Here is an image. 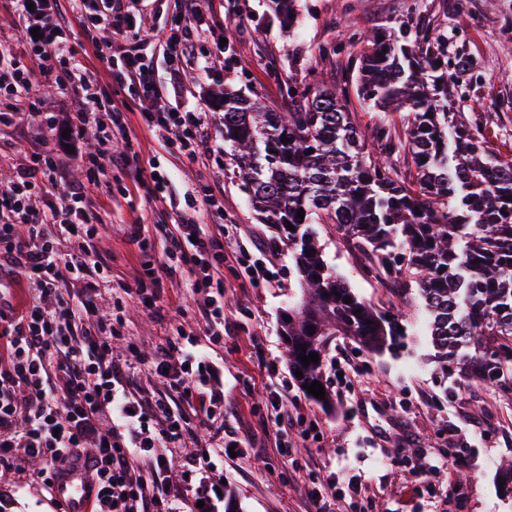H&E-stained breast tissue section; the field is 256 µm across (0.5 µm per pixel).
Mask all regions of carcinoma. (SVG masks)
I'll return each mask as SVG.
<instances>
[{
    "label": "carcinoma",
    "mask_w": 512,
    "mask_h": 512,
    "mask_svg": "<svg viewBox=\"0 0 512 512\" xmlns=\"http://www.w3.org/2000/svg\"><path fill=\"white\" fill-rule=\"evenodd\" d=\"M470 64L448 57L441 37L365 41L356 93L399 114L400 147L415 165L408 184L374 157L346 88L290 83L286 112L224 91V142L252 205L296 250L303 293L282 330L299 385L322 381V363L298 356L323 355L329 336L377 350L400 335V314L366 305L324 261L309 228L336 224L370 252L378 276L418 289L440 370L512 386V158L489 153L479 123L448 111L453 72Z\"/></svg>",
    "instance_id": "obj_1"
}]
</instances>
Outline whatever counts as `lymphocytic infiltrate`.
Returning a JSON list of instances; mask_svg holds the SVG:
<instances>
[{"label": "lymphocytic infiltrate", "instance_id": "f902f5d3", "mask_svg": "<svg viewBox=\"0 0 512 512\" xmlns=\"http://www.w3.org/2000/svg\"><path fill=\"white\" fill-rule=\"evenodd\" d=\"M9 3L25 29L40 31L39 38L26 40L39 70L28 69L11 54L0 55V92L8 96L11 109L21 114L30 107L40 77L61 93L80 95L87 105L70 113L65 124H51L54 137L67 129L77 135L93 128L99 138L97 149L86 156L87 182L71 191L64 208L36 204L53 170L47 156H39L27 171L0 186V281L20 268L38 288L24 315H16L11 305L0 306V470L51 491L63 470L81 473L92 512H181L169 492L174 476L170 458L185 447L191 416L214 418L219 393L208 357L197 349L192 333L180 327L167 338L155 363L156 377L194 402L193 415L135 386L128 361L113 353L111 320H98L93 329L87 325L95 312L94 288L59 286L62 271L83 278L86 255L63 257L43 231L50 225L63 238L97 233L89 222L88 194L94 190L111 195L107 166L129 163L112 154L113 137L126 136L129 130L126 111L110 97L113 87L137 90L142 126L160 135L170 152L205 166L215 153L201 144L199 113H176L161 104L156 68L142 46L104 53L105 32L125 37L133 31L120 0H70L81 18L77 31L61 16L59 0ZM79 36L106 63L107 81L91 76L71 56L70 44ZM229 236L224 199L209 189L190 214L171 226L164 247L167 271L180 267L193 277L194 302L216 342L224 335V302L210 289L224 283V240ZM268 404L276 426L275 446L282 457H289L296 440H309L310 433L301 428L285 393L271 391ZM247 445L246 439L233 437L189 456L188 469L198 478L191 491L200 502L192 512H210L212 494L224 478L217 461L226 447Z\"/></svg>", "mask_w": 512, "mask_h": 512}]
</instances>
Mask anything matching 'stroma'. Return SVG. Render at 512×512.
I'll use <instances>...</instances> for the list:
<instances>
[{"label":"stroma","mask_w":512,"mask_h":512,"mask_svg":"<svg viewBox=\"0 0 512 512\" xmlns=\"http://www.w3.org/2000/svg\"><path fill=\"white\" fill-rule=\"evenodd\" d=\"M124 7L155 41L163 26L184 12L181 0H125ZM294 9V22L287 25L275 16L272 0H209L203 23L230 29L223 68L196 78L197 62L216 51L207 39L195 43L181 76L160 68L163 99L180 111L201 113L204 140L216 163L204 167L167 152L138 125L137 91L113 88L112 101L127 111L130 138L139 143L138 165L158 167L169 178V189L164 199L149 200L136 191L126 170L113 168L111 196H90L89 216L98 235L64 239L57 247L64 255L95 251L97 262L84 279L98 290L99 314L109 315L118 301L126 303L117 351L127 353L144 387L181 410L186 402L158 381L153 364L168 334L203 319L193 305L188 273H161L159 311L143 310L131 295L140 264L138 248L129 242L133 221H140L157 245L154 263H162V225L177 222L191 199L212 187L224 195L225 223L238 225L257 248H270L278 270L274 281L244 283L239 263H225L224 339L198 338L224 383V403L200 433L225 426L250 441L237 456H225L226 483L213 498V512H224L228 498L239 512H313L307 490L331 475L340 512H512V492L498 485L503 463L512 461V390L441 372L417 292L370 273L369 253L334 224L313 227L324 260L378 311L387 314L402 304L406 333L376 353L348 337H330L322 366L328 401L317 403L299 387L281 329L283 312L300 296L293 249L252 208L225 154L214 104L216 93L228 86L287 109L288 83L312 78L328 86L343 83L356 74L362 39L405 25L414 33L445 36L449 54L469 53L471 71L455 78L456 109L478 111L490 149L511 155L512 0H295ZM0 49L29 68L38 66L7 0H0ZM82 105L77 95L39 85L33 116L0 124V182L14 179L34 155L52 157L53 180L37 202L64 206L69 190L84 182L82 157L96 148L97 135L86 130L66 149L47 131L45 120ZM272 387L287 393L305 422L317 426V439L295 448L289 461L274 446L276 427L267 410ZM435 454L452 456L450 467L430 484H417L410 465H426ZM0 484L12 489L10 512H58L56 501L39 486L17 484L9 473Z\"/></svg>","instance_id":"obj_1"}]
</instances>
